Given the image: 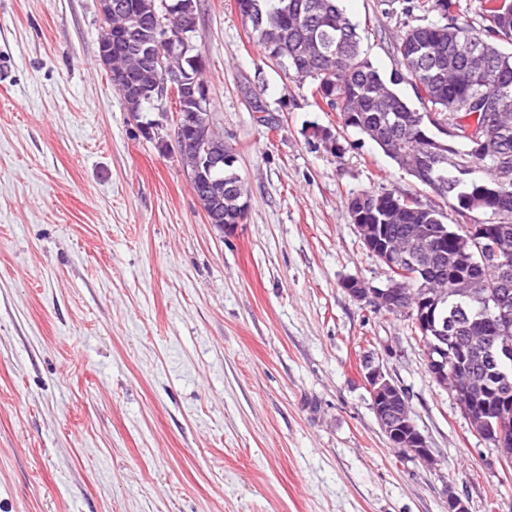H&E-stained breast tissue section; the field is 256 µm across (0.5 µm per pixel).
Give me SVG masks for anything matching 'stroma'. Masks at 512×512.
I'll use <instances>...</instances> for the list:
<instances>
[{
	"label": "stroma",
	"instance_id": "obj_1",
	"mask_svg": "<svg viewBox=\"0 0 512 512\" xmlns=\"http://www.w3.org/2000/svg\"><path fill=\"white\" fill-rule=\"evenodd\" d=\"M343 6L372 65L398 68L403 0ZM101 26L99 0H0V512H448L450 492L512 512L408 320L342 286L389 276L348 197L413 178L262 66L235 0H201L193 43L248 187L219 231L125 112ZM369 360L435 468L387 443Z\"/></svg>",
	"mask_w": 512,
	"mask_h": 512
}]
</instances>
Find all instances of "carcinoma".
Here are the masks:
<instances>
[{
    "mask_svg": "<svg viewBox=\"0 0 512 512\" xmlns=\"http://www.w3.org/2000/svg\"><path fill=\"white\" fill-rule=\"evenodd\" d=\"M123 4L105 25L112 27V86L122 97L126 111L138 118L156 100L163 88L139 55L126 49L121 34L130 19L137 26L133 37L150 43L156 28L165 25L169 36L176 37L200 9L199 0H171L174 9L163 16V0H116ZM236 8L249 26V38L261 53V62L276 66L302 84H308L316 106L324 105L340 114L346 129L364 135L401 171L413 177L426 191L443 186L446 192L439 202L423 209L404 202L405 193L380 188L352 195L348 206L363 196L364 212H354L356 224H385L390 238L397 239L409 228L421 235L414 249L419 254L438 247L443 251L442 273L418 275L402 284L403 295L411 301L422 294L439 296L437 313L447 320L448 333L475 344L466 363L452 358L448 362V390L461 405L474 399L475 391L465 389L463 370L481 372L484 351L491 345L512 346V328L499 331L480 311L470 294L476 290L493 291L497 279L495 266L478 261L477 248L466 239L465 227L456 228V238L440 242L433 238L438 224H448V211L464 216L466 205L473 204L491 219L505 211L512 215V52L503 50L497 34L512 30V0H479V21L459 8V0H407L403 13L410 17L418 11L436 13L425 24H406L394 41L393 52L401 60V69L385 75L363 57L358 27L342 6V0H236ZM166 66L186 72L187 78L203 86L206 60L198 50L177 49L165 57ZM144 86L146 94L125 91L123 80ZM407 82L419 107L410 105L397 91ZM499 86L507 93L503 102L490 110L492 118L479 113V122L487 125L489 150L475 159L466 140L457 142V151L448 154L425 140L433 126L455 124L457 117H469L461 109L485 89ZM196 129L190 131V145L182 159L186 170L205 171V147L224 140V133L210 122V105L203 104ZM457 125V124H455ZM463 130V125H457ZM224 179L220 189H212L205 178L191 182L194 193H205L208 216H219L224 224H242L247 213L239 208L237 191H247L235 167L232 148L223 146ZM473 427L491 433L497 427L512 436V410L504 414H473Z\"/></svg>",
    "mask_w": 512,
    "mask_h": 512,
    "instance_id": "cac0c4a2",
    "label": "carcinoma"
}]
</instances>
